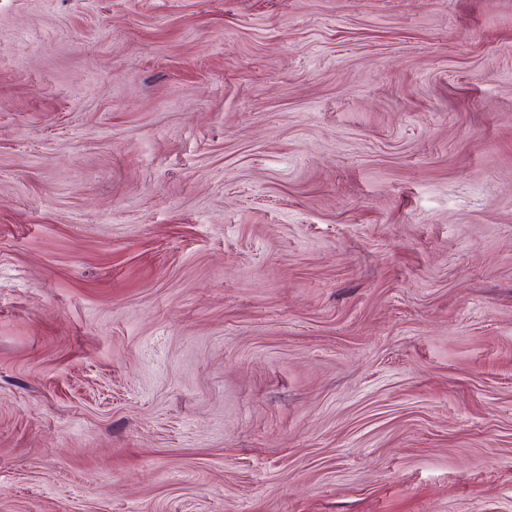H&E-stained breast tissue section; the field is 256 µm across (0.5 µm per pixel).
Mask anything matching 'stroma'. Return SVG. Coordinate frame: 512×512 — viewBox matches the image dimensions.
Listing matches in <instances>:
<instances>
[{"label":"stroma","mask_w":512,"mask_h":512,"mask_svg":"<svg viewBox=\"0 0 512 512\" xmlns=\"http://www.w3.org/2000/svg\"><path fill=\"white\" fill-rule=\"evenodd\" d=\"M0 512H512V0H0Z\"/></svg>","instance_id":"obj_1"}]
</instances>
